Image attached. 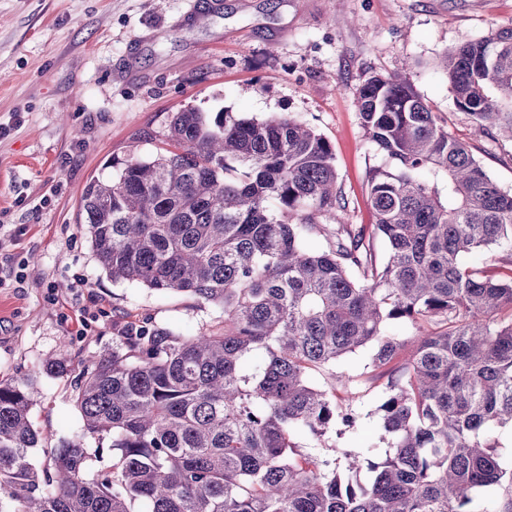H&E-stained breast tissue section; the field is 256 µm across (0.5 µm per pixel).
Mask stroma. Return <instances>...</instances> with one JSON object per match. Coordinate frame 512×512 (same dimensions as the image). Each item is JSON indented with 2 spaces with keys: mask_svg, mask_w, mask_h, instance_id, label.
<instances>
[{
  "mask_svg": "<svg viewBox=\"0 0 512 512\" xmlns=\"http://www.w3.org/2000/svg\"><path fill=\"white\" fill-rule=\"evenodd\" d=\"M502 28L512 0H0V381H30L34 428L51 441L80 432L73 380L111 353L113 324L149 315L189 336L220 314L99 266L79 203L111 160L148 151L182 108L286 113L330 142L347 219L370 224L381 157L354 93L404 69L437 123L512 192V139L460 110L437 66ZM49 358L66 374H45ZM353 393L356 427L328 442L383 453L380 393Z\"/></svg>",
  "mask_w": 512,
  "mask_h": 512,
  "instance_id": "1",
  "label": "stroma"
}]
</instances>
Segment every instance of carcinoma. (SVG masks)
Instances as JSON below:
<instances>
[{
	"instance_id": "carcinoma-1",
	"label": "carcinoma",
	"mask_w": 512,
	"mask_h": 512,
	"mask_svg": "<svg viewBox=\"0 0 512 512\" xmlns=\"http://www.w3.org/2000/svg\"><path fill=\"white\" fill-rule=\"evenodd\" d=\"M441 64L457 106L512 137V29ZM355 101L384 158L373 224L325 223L346 211L333 148L284 113L171 112L162 146L86 185L80 215L112 282L222 315L193 336L127 323L74 383L81 432L54 443L32 425L29 381L0 383V512H487L489 497L512 512V448L496 435L512 428V192L406 74L366 79ZM503 245L489 270L465 262ZM391 321L417 334L391 336ZM369 344L385 458L303 449L304 431L355 426L334 368ZM106 440L112 464L95 470Z\"/></svg>"
}]
</instances>
